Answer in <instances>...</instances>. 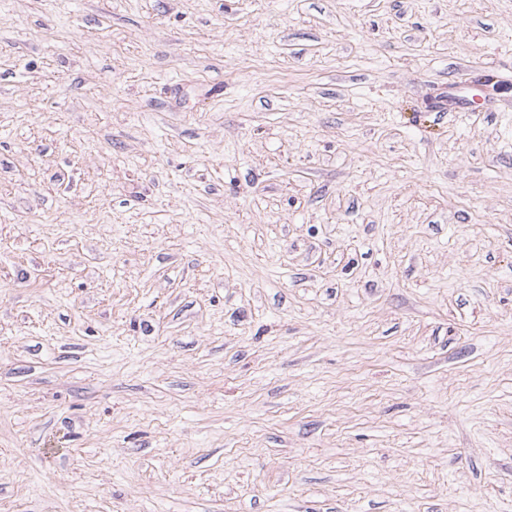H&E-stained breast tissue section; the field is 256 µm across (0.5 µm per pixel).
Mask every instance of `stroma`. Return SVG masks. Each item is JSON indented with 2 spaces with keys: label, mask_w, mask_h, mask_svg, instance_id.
Returning a JSON list of instances; mask_svg holds the SVG:
<instances>
[{
  "label": "stroma",
  "mask_w": 512,
  "mask_h": 512,
  "mask_svg": "<svg viewBox=\"0 0 512 512\" xmlns=\"http://www.w3.org/2000/svg\"><path fill=\"white\" fill-rule=\"evenodd\" d=\"M0 512H512V0H0Z\"/></svg>",
  "instance_id": "1"
}]
</instances>
